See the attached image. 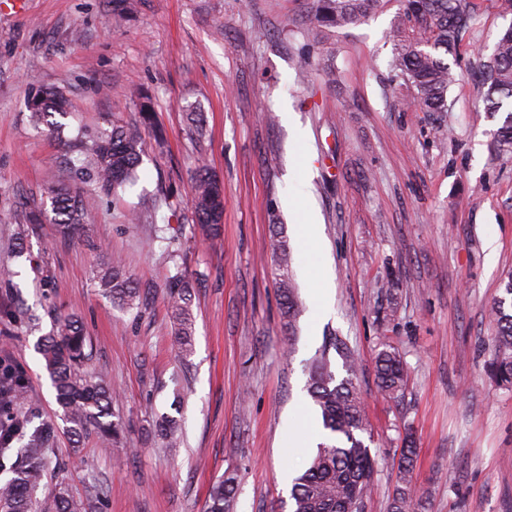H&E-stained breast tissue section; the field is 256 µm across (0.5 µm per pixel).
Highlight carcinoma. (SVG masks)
<instances>
[{
	"label": "carcinoma",
	"instance_id": "1",
	"mask_svg": "<svg viewBox=\"0 0 512 512\" xmlns=\"http://www.w3.org/2000/svg\"><path fill=\"white\" fill-rule=\"evenodd\" d=\"M378 0H314V19L319 26L345 28L363 22ZM473 18L469 0H403L390 31L396 77L415 91L416 105L424 112L447 111L448 90L454 80L446 57L454 54ZM485 110L494 116L509 106L502 126L494 133L496 150L512 154V26L498 37L485 65ZM141 99L139 119L114 122L106 132L79 130L73 137L64 134L65 117L76 103L54 88H35L28 94L30 121L36 131L63 142L77 154V161L58 169L48 191L51 211L39 208L25 195L11 205L14 223L20 225L15 237L16 256L24 254V239L35 225L50 221L59 234L72 242L86 239V226L93 222L85 194L119 197V190L134 182L142 157L161 146L158 137H149L155 112L147 93ZM191 207L193 231L206 239L218 238L224 215V186L205 164L195 166ZM279 260V292L283 314L293 324L301 314V304L288 274V244L275 239ZM100 291L120 310L138 307V289L130 272L121 265L97 271ZM192 282L189 273L178 270L166 277L164 290L167 311L181 356L192 353L195 335ZM497 330L495 355L486 366L498 385L512 389V311L504 302L493 307ZM342 358L346 376L339 379L331 370L327 351H322L308 371L306 390L317 407L322 428L334 434L335 443H320L309 466L293 482L289 500L291 512H360L363 499L374 479V461L362 435L369 422L356 382V363L346 342L334 336L329 341ZM37 350L54 388L57 417L66 425L73 442L72 452L90 435L109 446L122 439L124 430L115 418V394L106 376L87 368L92 357L90 340L80 316L56 313L55 328L37 341ZM378 389L389 397L403 395L408 382L406 363L394 349L381 351L375 361ZM37 400L30 395L21 374L5 363L0 367V470L11 477L0 485V512H40L35 492L45 477V460L55 437V425L46 422L27 432ZM155 429L170 443L178 440L177 421L163 417ZM415 448L411 436L401 449L397 484L388 498L387 512H426L427 501L413 481ZM101 486L92 485L87 497L75 498L64 482L54 488L50 512H88L90 502L104 496ZM235 496V478L212 484L202 512H228Z\"/></svg>",
	"mask_w": 512,
	"mask_h": 512
}]
</instances>
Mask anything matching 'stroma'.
<instances>
[{
    "instance_id": "stroma-1",
    "label": "stroma",
    "mask_w": 512,
    "mask_h": 512,
    "mask_svg": "<svg viewBox=\"0 0 512 512\" xmlns=\"http://www.w3.org/2000/svg\"><path fill=\"white\" fill-rule=\"evenodd\" d=\"M475 13L456 55L448 109L424 112L391 69L389 31L400 0H380L364 22L319 28L313 0H0V269L37 326L0 317V359L38 397L35 423L52 421L55 391L35 345L53 309L78 313L126 426L120 444L95 438L72 454L57 430L44 490L90 483L107 493L95 512H200L210 484L237 485L233 512H282V471L301 472L312 402L298 403L305 366L330 336L347 339L359 363L377 461L362 512H386L402 438L416 441L415 481L427 512H512V389L492 382L494 303L512 277V154H498L480 71L512 24L497 0ZM42 85L81 103L71 128L111 129L138 117L131 87L149 93L164 143L144 157L137 184L117 203L92 195L89 243L66 242L53 225L27 239L48 282L16 257V194L46 191L72 160L28 123L26 95ZM202 113L191 138L184 113ZM205 161L224 183L220 238L191 236L194 169ZM288 199L316 210L320 249L304 245ZM141 213L138 224L124 213ZM288 240V270L303 303L295 328L281 310L275 233ZM178 237L170 258L166 238ZM496 252H489L488 241ZM121 260L141 290L121 311L94 281ZM195 280L196 331L180 357L164 303L175 267ZM332 296L314 299L319 276ZM392 348L410 367L401 399L381 396L376 354ZM181 423L178 447L154 424Z\"/></svg>"
}]
</instances>
